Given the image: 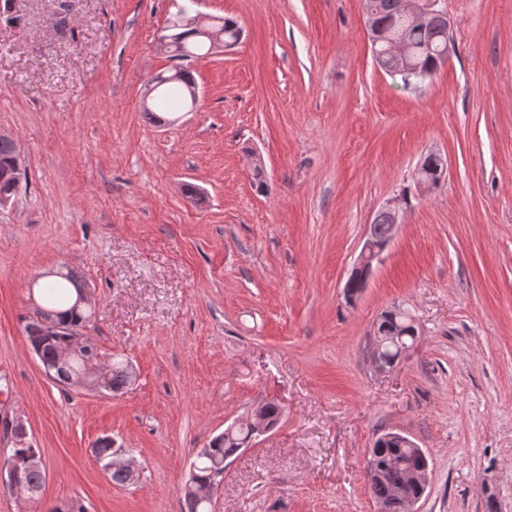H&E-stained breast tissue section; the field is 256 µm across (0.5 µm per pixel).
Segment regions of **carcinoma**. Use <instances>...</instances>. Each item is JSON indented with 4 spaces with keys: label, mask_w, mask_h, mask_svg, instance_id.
<instances>
[{
    "label": "carcinoma",
    "mask_w": 512,
    "mask_h": 512,
    "mask_svg": "<svg viewBox=\"0 0 512 512\" xmlns=\"http://www.w3.org/2000/svg\"><path fill=\"white\" fill-rule=\"evenodd\" d=\"M368 10L375 14L376 19L387 36L391 37L399 31L407 34V46L414 57L419 72L415 77L404 74L399 69L398 60L390 51L389 43L383 41L375 47V59L378 67L390 76H399L404 85L412 81L419 83L431 78L438 69L434 54L448 49V14L438 13L429 17L426 25L419 28L411 24L408 17L400 13L398 0H366ZM168 28L175 37L183 40L184 53L180 58L200 57L202 51L209 50V44L181 26V13H176L168 21ZM194 84L190 71H183V79L178 83H168L158 94V103L162 107L172 106L180 101L188 102L186 89ZM424 178L439 185L445 173L441 159L427 156L420 164ZM0 170L15 173V178L0 180V196L16 197L22 179V160L16 144L11 140L0 138ZM61 282L51 288L42 289V304L37 306L33 316L25 325V332L36 356L45 372L58 383L70 385L76 379L88 375L91 361L101 355L96 342H91V355L78 353L67 363H56L58 351L68 344L69 337L41 336L38 322L40 319H52L61 325H74L84 329L89 322L88 310L70 303V288L76 293H82V285L77 274L69 271L60 275ZM411 314L395 309L381 314L377 322V330L400 324L406 330L404 336H379L377 344L380 352L377 356L381 368L391 367L398 360V347L409 348L414 345L416 336L409 333ZM111 363V374L106 392L118 393L132 382L128 361L119 355H108ZM249 428L238 426L234 429H224V438L212 439L209 442V452L196 454L194 473L188 475L183 487L185 512H210L206 502L194 501L189 498L188 488L194 482L206 481L213 469L223 463L224 458L234 456L247 445ZM93 455L96 460L105 465L115 452L114 442L108 436L98 438L93 444ZM30 453L41 454L26 440L16 443L9 449L5 461L21 468L22 482L20 488L27 494L39 495L46 480V466L26 465V456ZM428 466L426 455L416 448H409L397 439L379 437L371 448L367 462L369 489L373 498L379 503L383 512H406L405 499L419 495V489L408 482L411 471Z\"/></svg>",
    "instance_id": "cac0c4a2"
}]
</instances>
